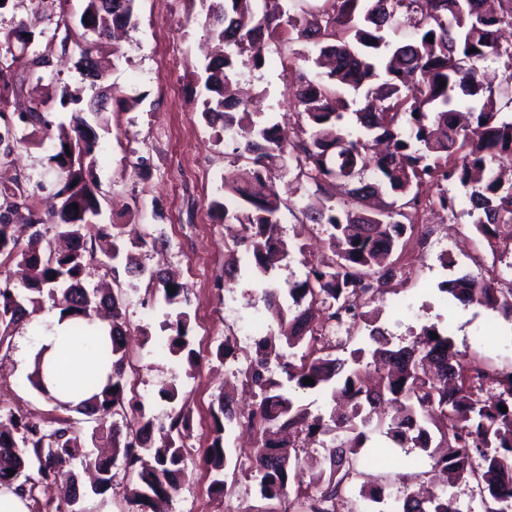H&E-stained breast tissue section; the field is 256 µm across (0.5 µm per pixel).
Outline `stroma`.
<instances>
[{
    "label": "stroma",
    "mask_w": 512,
    "mask_h": 512,
    "mask_svg": "<svg viewBox=\"0 0 512 512\" xmlns=\"http://www.w3.org/2000/svg\"><path fill=\"white\" fill-rule=\"evenodd\" d=\"M200 11L199 0H136L137 24L124 34V58L112 63L111 45L102 47L104 60L111 63L106 81L123 102H107L103 119L89 121L99 137L94 170L99 220L124 225L130 238L157 239L156 247L137 250L140 263L176 273L186 286L180 309L189 317L198 359L192 370L165 347L167 334L161 326L172 308L162 292L149 287L147 278L124 272L110 283L122 295L126 317L128 397L161 422L176 404L186 406L192 416L191 434L185 441V478L169 512H267L269 501L253 488L248 476L250 436L236 428L225 436L235 475L223 494L211 493L212 475L202 462L217 395L226 392L239 402H251V388L232 371L245 367L254 353L255 339L276 333L277 328L266 316L253 270L236 261L233 242L240 225L224 223L209 210L225 176L234 170V143L220 129L208 127L201 116L209 95L205 67L214 46L199 21ZM170 52L175 53L182 74L175 85L157 76L161 56ZM264 56L262 67H241L235 81L240 90L254 96L260 121L297 127L294 84L283 74L288 51L271 45ZM78 59L74 49L53 57L54 83L44 98L47 111L59 122L71 118L70 108L60 104L62 86L83 84ZM51 153L42 133H27L15 153L0 160V182L10 183L17 174L52 181L56 166L49 160ZM442 188L454 196L457 218L429 215L436 228L427 257L421 265L410 267L408 279L391 282L372 304L373 317L394 343L410 344L422 326L432 324L485 368L512 369V325L495 311L454 305L439 290L440 283L453 278L457 269L476 275L491 262L487 241L472 231L465 190L450 182ZM279 233L287 241L306 244L307 250L295 256L288 268L275 271L276 279L303 278L306 262L331 255L325 235L303 223L300 213L281 211ZM231 265L238 270L232 287H218L225 267ZM37 342L28 324H21L7 356H0V415L29 417L49 429L64 417L74 421L83 435H91L95 421L58 408L31 386L27 357ZM222 344L228 346L229 354L224 361H214L212 355ZM172 383L179 396L171 404L161 400L158 392ZM364 449L369 453L361 463L364 476L354 481L340 512H378V504L361 496L366 483L384 486L394 498L401 491L432 485L457 497L461 506L481 512L470 484L432 477L420 450L398 447L378 435ZM114 473L111 489L85 498V512H132L129 495L135 478L120 466Z\"/></svg>",
    "instance_id": "obj_1"
}]
</instances>
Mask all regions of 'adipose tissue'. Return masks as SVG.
<instances>
[{
	"label": "adipose tissue",
	"mask_w": 512,
	"mask_h": 512,
	"mask_svg": "<svg viewBox=\"0 0 512 512\" xmlns=\"http://www.w3.org/2000/svg\"><path fill=\"white\" fill-rule=\"evenodd\" d=\"M35 325L38 344L31 356L38 362L49 397L63 403L78 404L79 394L63 391L58 385L59 372L79 378L89 377L104 385L111 372L110 363L98 355L100 345L108 338V325L100 319L85 323L82 334H74L72 320L52 311L39 316Z\"/></svg>",
	"instance_id": "1"
}]
</instances>
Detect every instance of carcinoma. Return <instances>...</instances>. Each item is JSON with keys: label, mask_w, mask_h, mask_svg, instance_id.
I'll return each instance as SVG.
<instances>
[{"label": "carcinoma", "mask_w": 512, "mask_h": 512, "mask_svg": "<svg viewBox=\"0 0 512 512\" xmlns=\"http://www.w3.org/2000/svg\"><path fill=\"white\" fill-rule=\"evenodd\" d=\"M30 2L48 19H63L61 0ZM82 2V14L93 19L98 36L91 39L81 29L67 30L61 49L70 44L78 50L81 69L93 87L100 79L93 52L113 28L135 24V0H112L121 4L118 11L107 10L106 0ZM287 2L288 9L275 14L259 7V0H201L203 26L225 45L224 54L206 67L210 96L203 102L202 116L208 125L238 135L237 169L224 178L228 197L213 200L210 209L244 226L239 245L249 253L266 310L278 326L277 335L256 342L244 371L247 385L259 390V401L248 417L260 435V445L250 457L251 477L267 500H294L302 512H337L347 486L360 476V454L369 433L384 428L401 447L425 453L432 469L451 470L474 481L483 512H512V370L485 371L434 325L423 327L421 339L395 347L364 310L393 277L394 268L382 267V261L398 249L407 225L414 224L424 186L434 181L462 186L471 201V224L489 241L497 238L501 225L512 224V184L505 185L498 176L501 165L512 162V44L499 41L501 29L512 27V0H497L495 8L488 6L489 0H325L321 6H311L309 0ZM11 34L7 31L0 40L1 102L23 90L10 78V69L15 49L27 45L12 42ZM271 43L302 45L291 51L297 61H310L313 51L332 59L325 73L311 78L298 73L294 103L305 129L286 139L278 124L253 119L251 103L224 95V86L239 66L263 65L264 50ZM52 56L50 42L33 53L24 79L31 89L26 110L0 112V159L21 143L17 128L31 126L51 134V159L58 167L50 193L56 203L43 216L36 205L43 181L32 189L19 179L11 187H0V256L3 263L30 271L20 285L0 274V349L10 347L13 331L29 315L28 309L40 308L47 299L62 312L84 318L110 308L111 345L101 349V356L112 360V374L101 392L78 407L103 424L126 411V333L120 298L83 285L96 261L97 241L112 239L107 265L112 275L119 274L118 264L126 259L125 271L148 276V284L162 290L169 306L181 304L183 289L175 275L149 272L124 254L122 225L97 221V139L87 133L88 123L79 112L67 125L54 124L39 95ZM488 59L504 60L509 70L496 87L485 82L477 67ZM460 102L468 115L463 125L457 121ZM349 112L355 116L357 134L343 124ZM285 166L318 193L330 181L341 182L344 196L329 193L320 208L299 209L305 221L328 234L332 261L309 267L300 280L280 282L272 272L287 266L294 252L304 251V246L274 234L281 207L292 210L273 182ZM387 190L392 201L366 207V201L381 198ZM17 223L34 228L35 241L42 238L40 227L50 224L71 247L61 253L23 246L13 233ZM171 285L175 292L170 294ZM441 291L463 307L497 310L512 324V288H500L493 279L461 272L442 282ZM286 296L292 300L287 308L281 303ZM318 316L327 322L349 321L351 329L334 344L323 342L310 328ZM363 326L369 328L370 347L349 349ZM165 327L174 331L168 337L170 353L194 366L186 312L176 313ZM433 333L438 338H432ZM277 341L303 349L299 362L285 359L280 364L294 390L326 389L340 377L350 410L331 414L327 423L295 396L282 393L268 361V350ZM347 351L349 361L339 356ZM367 355L388 365L379 389L366 383L367 371L361 365ZM306 378L315 384L304 383ZM216 401L203 461L213 475V493L221 495L226 485L224 435L239 415L224 396ZM502 405L507 411H500ZM436 413L452 425L434 445L426 423ZM167 419L169 423L157 425L140 407L134 423L123 429L112 423V455L92 460L97 478L86 492L101 495L111 488L112 470L121 458L136 476L130 503L142 507L175 497L184 479L181 448L192 418L182 407ZM283 432L311 438L334 434L323 445L312 494L303 482L291 479L299 458L291 454ZM84 448L85 440L68 420L47 430L34 420L0 417V486L26 492L19 479L34 462L43 480L66 477L72 483L66 466L87 461ZM398 502L399 512H472L462 510L456 498L432 492L425 497L405 493Z\"/></svg>", "instance_id": "cac0c4a2"}]
</instances>
